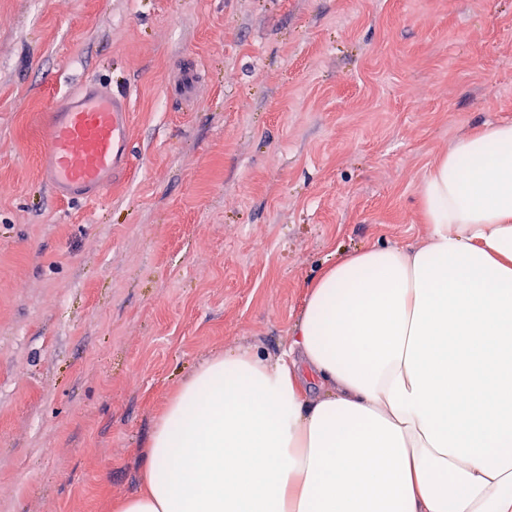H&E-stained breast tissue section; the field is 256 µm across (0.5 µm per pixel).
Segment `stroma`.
Wrapping results in <instances>:
<instances>
[{
	"instance_id": "obj_1",
	"label": "stroma",
	"mask_w": 512,
	"mask_h": 512,
	"mask_svg": "<svg viewBox=\"0 0 512 512\" xmlns=\"http://www.w3.org/2000/svg\"><path fill=\"white\" fill-rule=\"evenodd\" d=\"M90 79L134 147L93 206L41 168ZM505 121L512 0H0V512H115L199 362L276 357L326 265L423 245L434 161Z\"/></svg>"
}]
</instances>
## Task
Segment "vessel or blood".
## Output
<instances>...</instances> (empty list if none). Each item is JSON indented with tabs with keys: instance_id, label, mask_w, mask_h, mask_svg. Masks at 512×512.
<instances>
[{
	"instance_id": "obj_1",
	"label": "vessel or blood",
	"mask_w": 512,
	"mask_h": 512,
	"mask_svg": "<svg viewBox=\"0 0 512 512\" xmlns=\"http://www.w3.org/2000/svg\"><path fill=\"white\" fill-rule=\"evenodd\" d=\"M128 96L91 81L44 116L45 180L56 197L101 201L112 177L131 166Z\"/></svg>"
}]
</instances>
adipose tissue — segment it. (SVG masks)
Segmentation results:
<instances>
[{
	"instance_id": "1",
	"label": "adipose tissue",
	"mask_w": 512,
	"mask_h": 512,
	"mask_svg": "<svg viewBox=\"0 0 512 512\" xmlns=\"http://www.w3.org/2000/svg\"><path fill=\"white\" fill-rule=\"evenodd\" d=\"M421 196L426 243L324 268L276 359L197 365L118 512H512V124Z\"/></svg>"
}]
</instances>
